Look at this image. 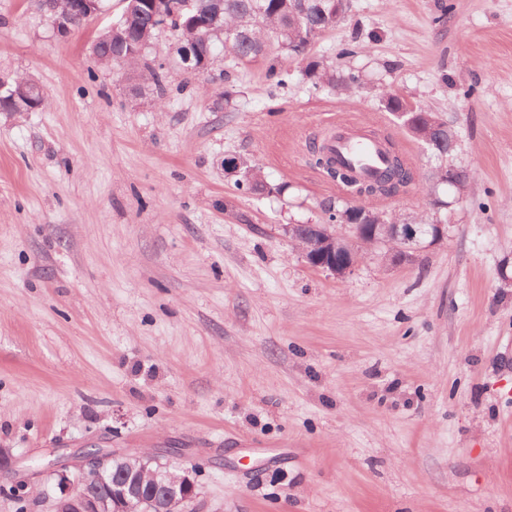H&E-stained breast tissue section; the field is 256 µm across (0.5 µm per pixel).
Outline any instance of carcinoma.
<instances>
[{"label":"carcinoma","mask_w":512,"mask_h":512,"mask_svg":"<svg viewBox=\"0 0 512 512\" xmlns=\"http://www.w3.org/2000/svg\"><path fill=\"white\" fill-rule=\"evenodd\" d=\"M183 0H137L127 3L129 16L112 23V40L98 46V53L112 57V64L133 69L143 59L157 32L166 27L177 37V55L193 71L199 65L209 66L216 42L224 47L227 68L250 64L269 55L275 44L287 57L307 59L315 37L337 25L349 10V0H193L192 9L182 8ZM335 15H330L331 7ZM306 75L316 85L334 90H349L359 85L354 74L344 76L321 60L308 59ZM227 173L241 176L240 182L253 194L281 193V188L268 185L260 168L247 161ZM417 172L400 155L393 154L386 171L372 179H362L359 192L366 196L391 197L408 192L415 184Z\"/></svg>","instance_id":"carcinoma-1"}]
</instances>
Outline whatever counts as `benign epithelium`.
<instances>
[{
    "label": "benign epithelium",
    "mask_w": 512,
    "mask_h": 512,
    "mask_svg": "<svg viewBox=\"0 0 512 512\" xmlns=\"http://www.w3.org/2000/svg\"><path fill=\"white\" fill-rule=\"evenodd\" d=\"M101 0H44L43 8L51 14L56 33L65 37L72 31L75 20H90L101 12ZM44 95L32 80L10 84L0 78V110L15 112L40 108ZM395 116L411 128L416 138L427 144L440 136L442 122L431 112H397ZM462 169L453 164L439 168L436 184L462 188ZM449 225L438 220L428 233L422 225L384 220V213L361 204L337 213L330 224H290L285 228L288 241L298 248L305 262L313 269L329 272L338 278L349 275L361 262L363 250L380 251L386 265L395 268L414 259L417 253L439 246L448 239ZM124 458L132 475L127 486H114L107 491L89 496L78 485H69L67 466L53 461L49 468L59 475L60 495L42 491V497L52 500L51 512H195L197 487L192 471L179 474L170 471L150 455L121 454L98 448L83 450L75 463L81 479L95 480L104 476L112 460ZM0 468L14 473L25 485H30L39 471L19 469L9 452L0 448ZM168 479V493L156 498L144 493V479L156 480L159 475Z\"/></svg>",
    "instance_id": "obj_1"
}]
</instances>
